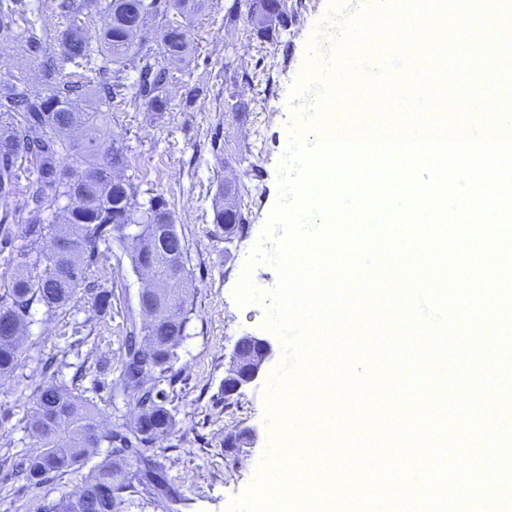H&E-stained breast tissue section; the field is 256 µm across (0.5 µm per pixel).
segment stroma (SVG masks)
<instances>
[{
  "label": "stroma",
  "mask_w": 512,
  "mask_h": 512,
  "mask_svg": "<svg viewBox=\"0 0 512 512\" xmlns=\"http://www.w3.org/2000/svg\"><path fill=\"white\" fill-rule=\"evenodd\" d=\"M25 2L24 18L0 27V82L20 69L38 71L36 61L21 47L28 20L51 30L68 23L57 7L59 0ZM228 2L211 0L210 8L195 17L191 51L184 61L171 65L176 75L168 91L172 111L116 109L92 98L80 104L88 112H108V120L95 130L98 141L122 138L128 160L122 177L137 186L140 199L159 196L168 201L186 244L191 313L166 385L174 421L171 430L145 450L188 498L184 512H225L253 482L269 446L287 434L286 427L268 420L264 396L282 353H275L262 376L230 405L224 402V377L237 340L267 333L263 322L278 275L271 264L252 263L251 255L279 196L277 174L294 119L290 97L331 6V0H304L282 43L262 48L250 40L245 19L225 21ZM228 44L235 47L237 58L260 59L252 82H244L239 67H226ZM236 89L244 90L249 102L246 114L238 117L224 105ZM216 134L226 143L228 159L212 151ZM227 181L249 188L240 203L248 209L250 222L230 236L213 221L219 186ZM246 269L262 298L242 306L235 288ZM93 280L97 287L114 289L111 312L97 313L86 298L54 314L35 306L22 335L23 365L14 376L0 377V512H35L40 501L77 492L90 471L82 466L37 489L9 475V457L35 449L25 419L41 379L40 358L66 351L67 365L58 375L65 384L76 369H83L80 387L101 408L103 428L133 420L137 413L132 391L117 381L122 338L130 318L139 314L138 295L148 278L132 268L125 250L116 244L102 250ZM242 423L254 428L259 439L235 459L224 453V434Z\"/></svg>",
  "instance_id": "obj_1"
}]
</instances>
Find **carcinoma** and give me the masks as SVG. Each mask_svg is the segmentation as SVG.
<instances>
[{"label": "carcinoma", "instance_id": "carcinoma-1", "mask_svg": "<svg viewBox=\"0 0 512 512\" xmlns=\"http://www.w3.org/2000/svg\"><path fill=\"white\" fill-rule=\"evenodd\" d=\"M207 0H61L65 14L83 17L57 34L61 55L45 54L43 34L35 27L24 35L28 54L38 60L44 91L29 88L24 71L10 75L0 86V201L17 194L21 173L28 172L24 200L0 216V226L17 224L26 241L23 266L0 292V323L21 330L29 323L34 305L50 313L91 295L99 313L112 310V290L99 291L90 285L92 268L100 246L111 242L127 245L133 266L152 268L156 284L146 298L148 310L143 323H130L121 349L120 383L136 393L139 414L115 429L99 430L98 409L71 385L54 382L62 361L53 355L42 363L43 381L33 389V407L26 429L39 451L14 464L15 475L39 488L55 477L84 465L92 451L107 445L110 451L91 470L74 496L45 501L38 512H121L122 493H141L162 509L182 512L187 498L172 485L164 467L148 457L144 449L173 426L166 407L168 393L160 387L175 358L189 319L186 279V247L177 233L166 201L156 196L138 201L134 184L115 174L126 165L121 140L104 144L89 135L103 112H80L75 102L94 92L102 102L119 107L144 105L153 112L170 110L167 88L174 79L171 70L137 50L136 39L150 18L161 21L159 53L165 60H183L190 48L192 17L206 8ZM246 7L256 18L249 36L260 44L281 42L288 28V12L302 3L288 0H233L224 20L234 22ZM101 23L99 40L103 57L95 62L84 29ZM73 66L68 80L61 71ZM136 73L130 79L129 71ZM67 164L60 165V160ZM63 213L64 223L45 217L48 210ZM250 215L235 203L224 206L219 195L214 223L231 234L237 224L249 223ZM135 225L138 233L125 229ZM58 238L69 244L62 254L36 249L44 238ZM22 347L15 335H0V376H10L22 366Z\"/></svg>", "mask_w": 512, "mask_h": 512}]
</instances>
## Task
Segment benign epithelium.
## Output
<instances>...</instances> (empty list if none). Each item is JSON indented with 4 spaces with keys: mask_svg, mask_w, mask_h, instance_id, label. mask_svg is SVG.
Listing matches in <instances>:
<instances>
[{
    "mask_svg": "<svg viewBox=\"0 0 512 512\" xmlns=\"http://www.w3.org/2000/svg\"><path fill=\"white\" fill-rule=\"evenodd\" d=\"M273 355V345L268 338L254 335L240 338L230 354V369L224 377V402L229 403L241 396L259 378ZM256 442V431L241 424L224 434V451L238 456L243 448L255 447Z\"/></svg>",
    "mask_w": 512,
    "mask_h": 512,
    "instance_id": "benign-epithelium-1",
    "label": "benign epithelium"
}]
</instances>
